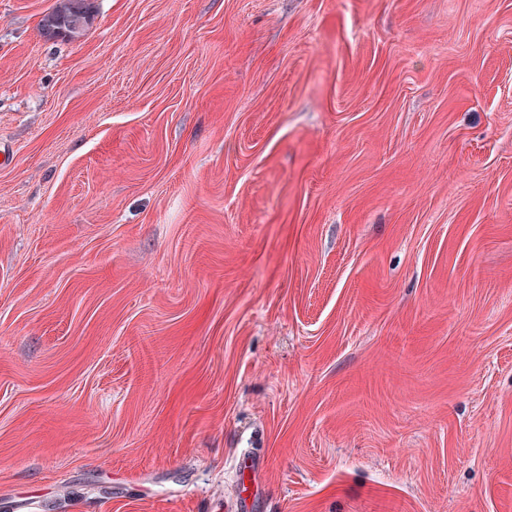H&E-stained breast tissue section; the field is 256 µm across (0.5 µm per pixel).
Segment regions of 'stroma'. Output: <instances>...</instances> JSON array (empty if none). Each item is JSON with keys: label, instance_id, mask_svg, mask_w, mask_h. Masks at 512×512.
Wrapping results in <instances>:
<instances>
[{"label": "stroma", "instance_id": "35a3bbf8", "mask_svg": "<svg viewBox=\"0 0 512 512\" xmlns=\"http://www.w3.org/2000/svg\"><path fill=\"white\" fill-rule=\"evenodd\" d=\"M0 0V512H512V0ZM90 5L91 0H60L41 20V27L51 36L79 37L90 21Z\"/></svg>", "mask_w": 512, "mask_h": 512}]
</instances>
